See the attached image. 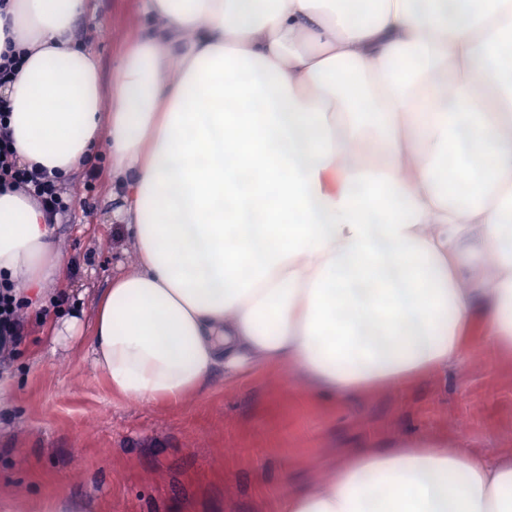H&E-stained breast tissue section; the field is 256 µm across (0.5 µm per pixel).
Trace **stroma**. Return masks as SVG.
<instances>
[{
  "instance_id": "1",
  "label": "stroma",
  "mask_w": 512,
  "mask_h": 512,
  "mask_svg": "<svg viewBox=\"0 0 512 512\" xmlns=\"http://www.w3.org/2000/svg\"><path fill=\"white\" fill-rule=\"evenodd\" d=\"M154 31L142 0H91L74 37L93 45L108 90L128 47ZM66 188L73 204L54 232L63 266L0 366V502L14 512L58 497L76 512H276L288 491L328 478L344 448L512 449V357L493 350L352 401L318 397L275 365L233 377L216 368L176 405L112 393L89 360L95 303L136 258L116 216L108 141Z\"/></svg>"
}]
</instances>
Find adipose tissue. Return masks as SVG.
<instances>
[{"instance_id": "adipose-tissue-1", "label": "adipose tissue", "mask_w": 512, "mask_h": 512, "mask_svg": "<svg viewBox=\"0 0 512 512\" xmlns=\"http://www.w3.org/2000/svg\"><path fill=\"white\" fill-rule=\"evenodd\" d=\"M87 0H0L15 147L68 178L102 137L138 256L93 322L112 391L181 400L285 364L344 400L484 344L512 351V0H145L159 34L103 91ZM178 74L167 80L170 62ZM0 189V279L42 305L63 258ZM277 512H512L497 459L348 449Z\"/></svg>"}]
</instances>
